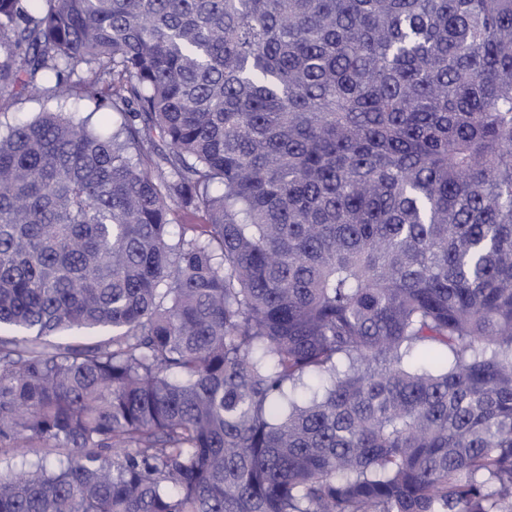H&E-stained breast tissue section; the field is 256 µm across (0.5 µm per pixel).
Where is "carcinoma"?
<instances>
[{
    "instance_id": "1",
    "label": "carcinoma",
    "mask_w": 512,
    "mask_h": 512,
    "mask_svg": "<svg viewBox=\"0 0 512 512\" xmlns=\"http://www.w3.org/2000/svg\"><path fill=\"white\" fill-rule=\"evenodd\" d=\"M18 87L122 121L0 129V512H512V0H0Z\"/></svg>"
}]
</instances>
